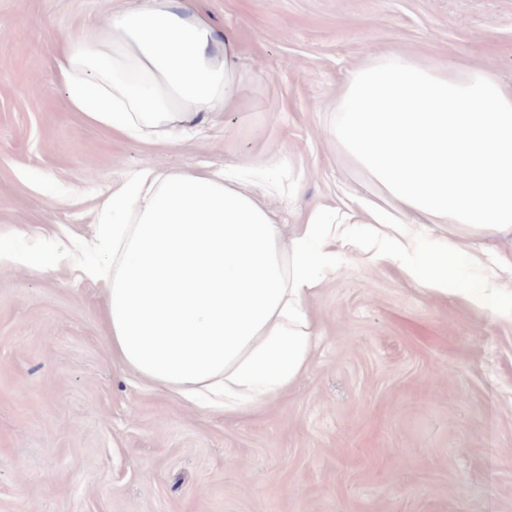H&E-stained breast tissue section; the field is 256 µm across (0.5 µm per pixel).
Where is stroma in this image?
<instances>
[{
	"instance_id": "stroma-1",
	"label": "stroma",
	"mask_w": 512,
	"mask_h": 512,
	"mask_svg": "<svg viewBox=\"0 0 512 512\" xmlns=\"http://www.w3.org/2000/svg\"><path fill=\"white\" fill-rule=\"evenodd\" d=\"M192 6L260 78L198 132L144 142L72 111L55 70L110 0H0V512H512V322L353 247L311 301L309 371L227 417L114 365L104 288L76 268L101 193L138 169L257 170L288 225L377 198L327 132L349 72L393 48L512 86V0Z\"/></svg>"
}]
</instances>
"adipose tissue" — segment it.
I'll return each instance as SVG.
<instances>
[{"instance_id":"ef3b65f1","label":"adipose tissue","mask_w":512,"mask_h":512,"mask_svg":"<svg viewBox=\"0 0 512 512\" xmlns=\"http://www.w3.org/2000/svg\"><path fill=\"white\" fill-rule=\"evenodd\" d=\"M54 63L74 111L145 141L210 121L251 79L234 36L188 0H120L105 22L63 37ZM331 110V139L386 196L356 197L344 223L317 210L278 224L231 165L146 168L103 194L79 249L100 257L82 272L105 288L118 365L205 411L276 398L310 368V301L346 261L355 224L364 251L408 281L512 321V252L478 246L512 237V91L486 68L381 51ZM425 254L438 261L429 276Z\"/></svg>"}]
</instances>
